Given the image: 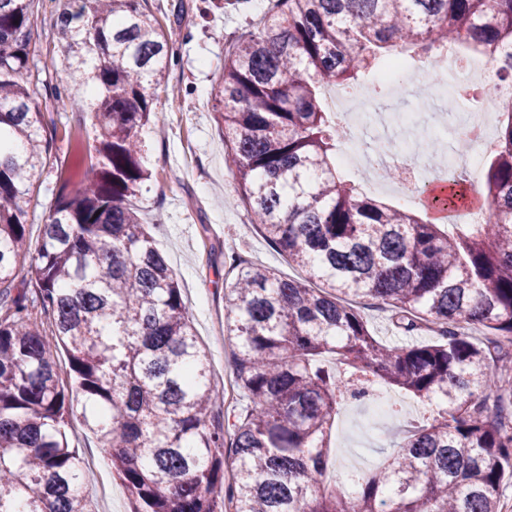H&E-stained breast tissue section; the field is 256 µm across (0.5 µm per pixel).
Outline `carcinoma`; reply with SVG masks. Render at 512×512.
<instances>
[{"instance_id":"1","label":"carcinoma","mask_w":512,"mask_h":512,"mask_svg":"<svg viewBox=\"0 0 512 512\" xmlns=\"http://www.w3.org/2000/svg\"><path fill=\"white\" fill-rule=\"evenodd\" d=\"M33 2L0 0V512H90L62 350L131 512H498L512 478V350L491 346L512 344V102L480 188L487 222L459 234L343 179L347 131L323 99L329 84L457 44L490 54L512 85V0H270L225 50L220 123L240 200L304 276L230 264L224 336L243 405L219 426L208 418L224 391L132 204L149 177L139 130L161 121L150 89L165 77L168 36L147 0H57L64 70L97 94L57 89L55 101L91 112L96 137L33 249L28 208L49 154ZM464 197L451 181L431 206L456 211ZM364 299L402 332L435 336L379 340L354 306ZM356 382L430 410L353 496L323 478Z\"/></svg>"}]
</instances>
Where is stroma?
Here are the masks:
<instances>
[{
  "label": "stroma",
  "instance_id": "stroma-1",
  "mask_svg": "<svg viewBox=\"0 0 512 512\" xmlns=\"http://www.w3.org/2000/svg\"><path fill=\"white\" fill-rule=\"evenodd\" d=\"M267 5L268 0H240L237 6L222 9L209 6L207 0H148L146 4L169 35V54L164 82L151 89L163 122L148 124L140 132L150 177L142 184L136 203L182 289L197 336L209 352L213 382L230 399L221 409L224 419L241 406L233 381L235 345L223 335L229 258L236 255L284 273L289 270L285 258L250 224L227 165L230 154L218 122V75L224 66V49ZM55 9L54 0L33 4V38L39 47L33 64L52 86L74 81L58 65L62 45L53 27ZM39 108L52 147L37 189L38 205L28 210L33 240L55 203L61 178L73 173L75 146L64 139V130L81 132L78 147L82 150H91L94 143L89 113L60 108L48 95L40 97ZM82 404V397H74L69 434L82 460L92 512H130L125 487L83 423ZM393 439L390 430L369 439L355 437L352 412L341 407L329 440L327 480L343 479L351 456L362 472H369L386 458Z\"/></svg>",
  "mask_w": 512,
  "mask_h": 512
}]
</instances>
